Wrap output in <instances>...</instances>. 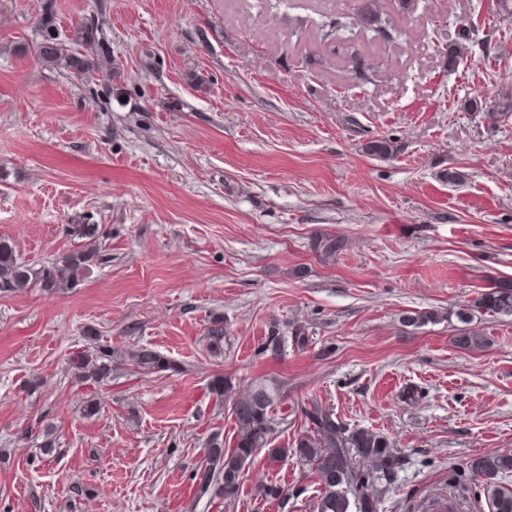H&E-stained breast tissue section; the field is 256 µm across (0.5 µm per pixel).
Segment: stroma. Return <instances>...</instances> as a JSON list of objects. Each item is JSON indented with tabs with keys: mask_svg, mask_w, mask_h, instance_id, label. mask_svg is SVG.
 <instances>
[{
	"mask_svg": "<svg viewBox=\"0 0 512 512\" xmlns=\"http://www.w3.org/2000/svg\"><path fill=\"white\" fill-rule=\"evenodd\" d=\"M357 3L0 0V237L43 264L77 247L68 225L96 224L106 256L73 289L0 291V512H316L311 465L268 453L306 433L312 401L406 456L382 512H490L468 466L512 453V316L455 312L512 282V113L467 109L512 99V0L410 17L385 0L387 34L334 54L320 26ZM48 8L65 37L102 23L125 104L40 63ZM381 137L390 159L365 150ZM323 234L344 242L330 262ZM412 311L437 317L405 325ZM464 333L486 347L458 348ZM96 344L112 373L79 382L69 360ZM140 347L173 369L138 368ZM255 379L281 391L270 446L235 500L201 494L206 444L232 447Z\"/></svg>",
	"mask_w": 512,
	"mask_h": 512,
	"instance_id": "1",
	"label": "stroma"
}]
</instances>
